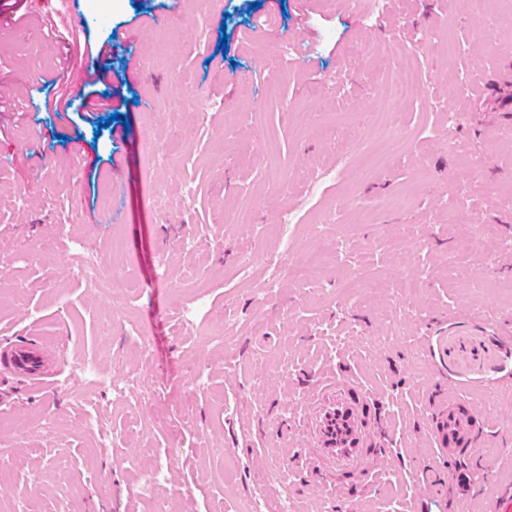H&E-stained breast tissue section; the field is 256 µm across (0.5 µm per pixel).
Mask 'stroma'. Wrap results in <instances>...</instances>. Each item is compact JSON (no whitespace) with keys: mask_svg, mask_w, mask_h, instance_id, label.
Segmentation results:
<instances>
[{"mask_svg":"<svg viewBox=\"0 0 512 512\" xmlns=\"http://www.w3.org/2000/svg\"><path fill=\"white\" fill-rule=\"evenodd\" d=\"M252 1L180 0L177 24L151 27L140 13L164 14L170 0H73L74 22L58 0H0V91L20 99L0 111V281L14 293L0 302V343L30 339L60 357L38 388L0 376V443L14 450L0 461V512H57L65 501L74 512H243L262 493L287 497L288 512H337L339 496L296 454L317 445L296 401L326 372L390 399L392 449L375 462L386 480L352 481L354 512H455L454 489L429 488L414 468L436 454L424 413L443 395L483 414L481 441L458 462L478 472L466 512H506L512 436L498 424L512 419V129L500 115L512 88L496 80L512 65V21H483L512 0ZM201 22L202 52L187 39ZM117 26L134 33L130 50L75 83L89 47ZM440 33L469 50L446 59L427 43L404 58L417 85L398 114L404 137L391 139L376 118L380 53ZM223 35L224 61L211 63ZM286 42L300 62L268 69ZM453 77L465 91L449 102ZM183 85L207 111L177 106ZM59 95L75 104L63 118L45 107ZM102 95L121 118L101 130L99 113L78 106ZM452 112L469 113L468 124H449ZM148 138L164 151L150 171ZM375 152L401 161L362 176ZM151 180L165 211L150 203ZM51 181L65 209L46 200ZM404 225L416 242L396 254L391 236ZM336 239L344 250L319 278L284 276L270 293L237 275L245 260L283 251L301 261ZM78 255L134 270L136 291H91L72 269ZM452 257L463 275H449ZM401 267L417 289L398 283ZM352 273L360 291L348 298ZM228 300L236 352L226 359L209 310ZM116 312L126 324L101 340ZM88 361L92 373H81ZM187 362L199 377L172 375ZM128 377L140 381L131 404L112 391ZM186 405L192 420L180 429ZM133 421L141 431L128 442ZM142 445L152 455L127 465ZM159 466L164 480L144 490ZM272 469L283 480L258 491L256 473Z\"/></svg>","mask_w":512,"mask_h":512,"instance_id":"1","label":"stroma"}]
</instances>
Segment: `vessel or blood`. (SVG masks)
<instances>
[{
    "label": "vessel or blood",
    "instance_id": "obj_1",
    "mask_svg": "<svg viewBox=\"0 0 512 512\" xmlns=\"http://www.w3.org/2000/svg\"><path fill=\"white\" fill-rule=\"evenodd\" d=\"M0 362L36 385L54 359L38 350L35 343L22 342L0 347ZM335 392V402L321 413V446L307 457V467L315 475L333 471L340 483L369 477L375 456L389 449L380 431L382 413L375 410L374 398L355 377L337 379ZM469 404L465 397L437 400L427 413V431L438 448L427 472L433 480L452 484L461 505L470 499L476 479L470 470L457 469L456 463L471 454L482 433Z\"/></svg>",
    "mask_w": 512,
    "mask_h": 512
}]
</instances>
